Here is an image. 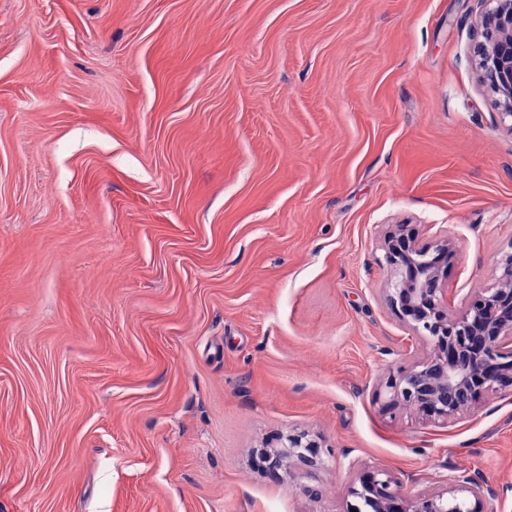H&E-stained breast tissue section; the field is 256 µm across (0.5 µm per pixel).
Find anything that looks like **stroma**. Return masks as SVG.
I'll return each mask as SVG.
<instances>
[{
    "mask_svg": "<svg viewBox=\"0 0 512 512\" xmlns=\"http://www.w3.org/2000/svg\"><path fill=\"white\" fill-rule=\"evenodd\" d=\"M481 0H0V512H348L351 465L512 512V394L388 414L384 238L512 249ZM330 449L278 484L292 429ZM319 485V498L303 491Z\"/></svg>",
    "mask_w": 512,
    "mask_h": 512,
    "instance_id": "35a3bbf8",
    "label": "stroma"
}]
</instances>
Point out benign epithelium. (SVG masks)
<instances>
[{"instance_id": "benign-epithelium-1", "label": "benign epithelium", "mask_w": 512, "mask_h": 512, "mask_svg": "<svg viewBox=\"0 0 512 512\" xmlns=\"http://www.w3.org/2000/svg\"><path fill=\"white\" fill-rule=\"evenodd\" d=\"M480 23L486 41L478 47L483 82L497 96L501 121L512 119V0H484ZM459 246L448 237L421 244L399 224L385 242L393 279L386 303L398 321L427 345V351L399 366L379 383L386 410H412L428 422L449 427L477 411L491 395L512 392V251L497 261L500 274L467 305H448V263ZM330 453L305 431L278 438L263 463L278 483L293 470L310 471ZM369 512H484L498 490L484 477L461 471L441 490L402 493V481L383 466L361 471L349 486Z\"/></svg>"}]
</instances>
